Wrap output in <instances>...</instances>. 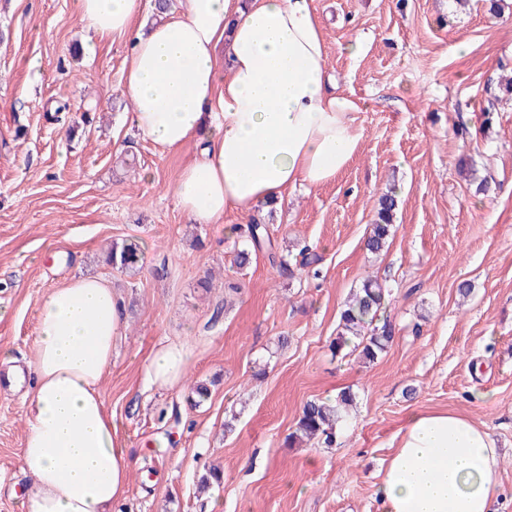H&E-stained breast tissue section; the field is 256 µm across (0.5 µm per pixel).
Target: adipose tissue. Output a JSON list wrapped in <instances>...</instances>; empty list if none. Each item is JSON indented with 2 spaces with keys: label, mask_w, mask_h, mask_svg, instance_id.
Segmentation results:
<instances>
[{
  "label": "adipose tissue",
  "mask_w": 512,
  "mask_h": 512,
  "mask_svg": "<svg viewBox=\"0 0 512 512\" xmlns=\"http://www.w3.org/2000/svg\"><path fill=\"white\" fill-rule=\"evenodd\" d=\"M142 0H78L84 51L129 37L122 88L137 132L163 152L195 145L173 188L195 224L276 204L335 180L359 151L361 107L332 81L310 0H183L135 27ZM124 306L104 280L73 278L41 301L35 383L20 468L24 512H114L128 487V441L100 393ZM185 345L159 347L149 383L185 375ZM492 433L453 412L412 414L378 484L381 512H497Z\"/></svg>",
  "instance_id": "obj_1"
}]
</instances>
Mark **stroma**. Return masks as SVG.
Listing matches in <instances>:
<instances>
[{
  "mask_svg": "<svg viewBox=\"0 0 512 512\" xmlns=\"http://www.w3.org/2000/svg\"><path fill=\"white\" fill-rule=\"evenodd\" d=\"M311 6L330 73L362 105V140L336 180L278 205L279 254L294 268L302 247L320 257L317 274L287 275L263 252L238 270L243 239L176 208L194 148L164 153L138 135L123 39L87 56L76 0H0V349L26 365L49 290L81 274L110 283L126 316L101 383L131 446L120 512H209L215 500L222 512H380L381 465L423 410L494 435L497 512H512V98L484 114L512 78V0L495 12L490 0ZM352 41L358 50L344 52ZM391 183L395 234L374 255L365 240ZM132 238L142 268L127 275L105 257ZM369 276L391 292L395 337L365 365L330 343L345 298ZM231 282L239 293L226 294ZM181 342L193 350L182 383L146 384L151 352ZM200 383L210 394L195 407ZM344 389L356 407L333 447L285 445L306 401ZM24 413L22 392L1 386L0 512H21ZM207 465L223 479L202 493Z\"/></svg>",
  "mask_w": 512,
  "mask_h": 512,
  "instance_id": "1",
  "label": "stroma"
}]
</instances>
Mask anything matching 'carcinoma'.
<instances>
[{"instance_id": "cac0c4a2", "label": "carcinoma", "mask_w": 512, "mask_h": 512, "mask_svg": "<svg viewBox=\"0 0 512 512\" xmlns=\"http://www.w3.org/2000/svg\"><path fill=\"white\" fill-rule=\"evenodd\" d=\"M398 207L396 188H389L379 197L374 223L365 240V247L370 253L378 254L388 247ZM239 236L245 239V247L236 253L235 265L238 269L248 267L252 253L262 249L267 251L271 262L284 265L285 260L278 256L277 247L262 220L255 219L239 228ZM141 255L139 242L126 239L120 244H112L107 262L121 272L135 275L141 269ZM388 301L390 291L375 277L366 278L360 287L353 289L340 312L339 331L331 343L334 352L343 350L354 337L358 339L354 349L359 351V357L364 362L373 363L386 353L394 333L388 319H383V324L374 327L372 334L368 336L363 335L362 330L378 320ZM354 401L355 397L351 392L342 391L333 401L316 399L306 402L295 429L288 434L286 442L294 444L317 439L328 447L332 446L336 442L337 431L347 421V410ZM222 476L221 469L211 465L200 477L198 488L206 491L221 483Z\"/></svg>"}]
</instances>
